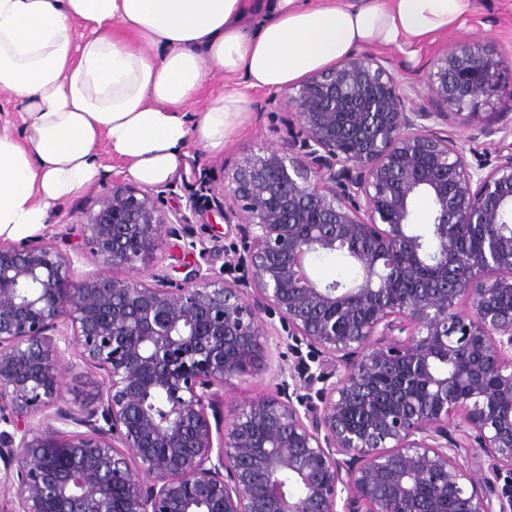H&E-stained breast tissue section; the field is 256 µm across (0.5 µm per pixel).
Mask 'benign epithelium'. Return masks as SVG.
<instances>
[{
	"mask_svg": "<svg viewBox=\"0 0 512 512\" xmlns=\"http://www.w3.org/2000/svg\"><path fill=\"white\" fill-rule=\"evenodd\" d=\"M504 68L462 40L416 82L360 54L285 92L280 147L199 177L239 239L222 273L171 185L103 184L80 220L92 275L39 237L0 243V512H512V153L471 162L448 131L492 106L512 136ZM170 239L200 256L181 279ZM314 254L354 278L313 280ZM283 332L317 371L225 409ZM71 349L104 385L63 407ZM174 243L183 245V242L181 241L170 240L169 244L166 245L165 260L163 265L166 266L170 275L177 279H181L184 274L181 273V270L179 269L184 262L191 261L193 257L191 255H184L180 248L173 246Z\"/></svg>",
	"mask_w": 512,
	"mask_h": 512,
	"instance_id": "benign-epithelium-1",
	"label": "benign epithelium"
}]
</instances>
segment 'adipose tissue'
<instances>
[{"label": "adipose tissue", "instance_id": "adipose-tissue-1", "mask_svg": "<svg viewBox=\"0 0 512 512\" xmlns=\"http://www.w3.org/2000/svg\"><path fill=\"white\" fill-rule=\"evenodd\" d=\"M473 0H0V241L38 233L105 168L143 185L175 179L188 144L219 154L250 94L284 92L363 48L423 50ZM221 94L201 96L207 73Z\"/></svg>", "mask_w": 512, "mask_h": 512}]
</instances>
